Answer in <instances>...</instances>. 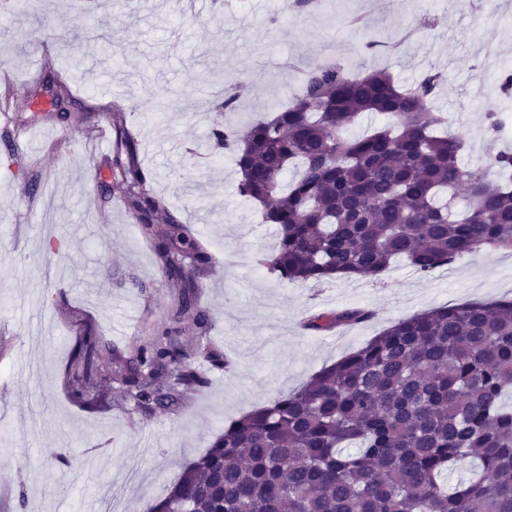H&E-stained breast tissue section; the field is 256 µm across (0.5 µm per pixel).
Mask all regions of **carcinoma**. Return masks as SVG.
<instances>
[{
    "label": "carcinoma",
    "instance_id": "cac0c4a2",
    "mask_svg": "<svg viewBox=\"0 0 512 512\" xmlns=\"http://www.w3.org/2000/svg\"><path fill=\"white\" fill-rule=\"evenodd\" d=\"M106 22L88 33L109 55ZM429 72L397 85L384 70L351 75L338 63L312 61L302 90L263 120L211 127L214 148L233 158L237 192L262 207L278 232L265 259L282 282L378 277L403 259L427 274L464 253L512 249V153L490 151L463 163L460 139L435 135L443 122L433 97L445 82ZM60 118L76 102L60 72L37 84ZM245 91L224 90L232 112ZM366 112L396 123L361 137L339 132ZM113 161L124 199L158 240L164 274L181 289L177 322L192 315L208 254L146 189L135 142ZM461 189L454 213L445 196ZM369 310L346 308L308 320L314 330L366 322ZM166 330L124 360L99 336L79 342L68 373L73 401L111 406L119 383L138 408L174 405L203 380L195 360ZM512 298L433 308L399 320L298 391L224 428L148 512H512ZM470 462L473 475L454 486L448 474Z\"/></svg>",
    "mask_w": 512,
    "mask_h": 512
}]
</instances>
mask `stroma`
<instances>
[{"instance_id": "1", "label": "stroma", "mask_w": 512, "mask_h": 512, "mask_svg": "<svg viewBox=\"0 0 512 512\" xmlns=\"http://www.w3.org/2000/svg\"><path fill=\"white\" fill-rule=\"evenodd\" d=\"M99 0H29L0 8V70L15 89L0 120V512H147L226 425L300 388L313 374L393 322L435 307L512 297V252L486 248L422 274L393 262L376 279L282 283L261 261L276 243L260 208L241 197L234 167L213 164L208 133L217 100L234 82L248 89L227 120L242 125L271 113L270 99L297 80L311 59L348 72L388 70L395 82L445 74L435 96L452 111L450 134L465 143L464 162L488 149H512L488 118L512 107L498 72L489 96L471 102L469 81L484 71V42L512 59V0L478 33L457 0H328L326 10L293 0H247L246 9L196 13L193 0H112L114 54L100 58L85 34ZM379 44L366 49L369 33ZM72 82L84 112L122 113L137 136L148 189L210 256L196 278L207 331L184 320L177 339L198 362L204 384L175 406L134 408L113 385L112 405L90 409L68 392L72 350L88 332L129 356L169 327L177 300L152 241L128 211L108 163L120 149L114 130L86 136L58 120L47 98L32 95L46 69ZM32 131L28 148L3 140ZM39 180L25 194L19 161ZM58 244H47L48 235ZM142 288H135V281ZM364 307L372 320L330 331L308 330V315Z\"/></svg>"}]
</instances>
